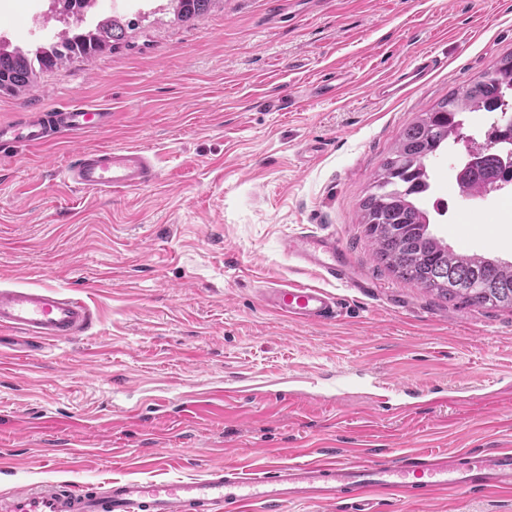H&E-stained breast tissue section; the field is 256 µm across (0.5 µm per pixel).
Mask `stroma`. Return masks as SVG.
<instances>
[{"mask_svg":"<svg viewBox=\"0 0 512 512\" xmlns=\"http://www.w3.org/2000/svg\"><path fill=\"white\" fill-rule=\"evenodd\" d=\"M442 69L378 99L420 52ZM512 52V0H218L181 23L152 0L127 44L0 92V123L69 101L112 124L41 147L0 148V286L54 287L95 320L37 356L0 335V493L20 485L202 477L318 456L390 464L422 452L512 448V311L450 301L403 281L360 222L374 174L403 128ZM353 75L340 99L316 88ZM137 147L157 177L113 194L69 185L82 149ZM465 144L431 164L454 219L431 232L462 253L512 262V223L464 200ZM335 237L372 293L330 284L333 321L294 323L261 288L321 285L284 237ZM367 371L422 392L402 413L369 389L340 400L329 375ZM303 396L277 400L289 378ZM269 395L251 396L255 385ZM240 395L208 407L212 391ZM198 408L184 414L182 398ZM77 419L69 446L54 421ZM375 512H512V493L385 499Z\"/></svg>","mask_w":512,"mask_h":512,"instance_id":"1","label":"stroma"}]
</instances>
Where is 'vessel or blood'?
<instances>
[{"label":"vessel or blood","mask_w":512,"mask_h":512,"mask_svg":"<svg viewBox=\"0 0 512 512\" xmlns=\"http://www.w3.org/2000/svg\"><path fill=\"white\" fill-rule=\"evenodd\" d=\"M439 67L438 57L422 52L395 80L406 89ZM109 110L68 104L29 113L0 123V147L45 144L61 135H76L111 125ZM75 186L88 191L140 189L156 178L149 155L136 147L78 151L65 171ZM284 254L297 266L323 280L367 291V283L351 273L345 255L331 236L301 234L284 238ZM270 310L292 322L331 320L341 311L330 291L299 282L265 288ZM93 312L80 297L52 288H0V334H23L36 346L85 332ZM512 492V449L480 452H430L393 465L345 461L282 463L263 472L215 467L196 479H115L77 491L66 485L41 484L12 490L0 497V512H227L229 507L261 504L276 512L287 502L332 504L350 496L362 505L376 492L422 493L425 499L453 497L472 491Z\"/></svg>","instance_id":"b4317fda"}]
</instances>
